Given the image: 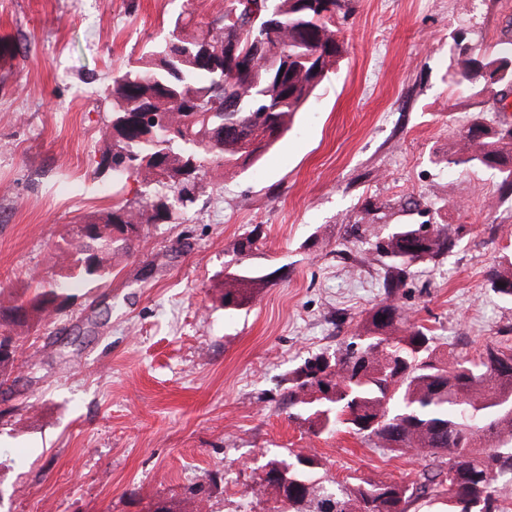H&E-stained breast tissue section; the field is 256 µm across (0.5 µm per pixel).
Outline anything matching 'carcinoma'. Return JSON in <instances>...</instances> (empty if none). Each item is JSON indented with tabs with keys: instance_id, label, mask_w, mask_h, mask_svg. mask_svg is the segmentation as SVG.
Here are the masks:
<instances>
[{
	"instance_id": "obj_1",
	"label": "carcinoma",
	"mask_w": 512,
	"mask_h": 512,
	"mask_svg": "<svg viewBox=\"0 0 512 512\" xmlns=\"http://www.w3.org/2000/svg\"><path fill=\"white\" fill-rule=\"evenodd\" d=\"M348 0H228L219 14L192 29L175 20L164 42L136 66L112 79V173L135 178L146 190L117 201L85 223L94 236L77 233L58 249V277L41 279L34 295L0 305V388L18 364V338L34 322H46L73 299L75 284L102 279L112 259L127 253L146 224H173L198 199L208 169L237 173L286 132L341 54L336 10ZM258 38L267 49L252 51ZM453 83L482 102L499 101L512 48L477 53L461 49ZM151 112L159 124L132 127ZM448 164L495 169L512 193V125L498 127L476 115L460 135ZM455 242L432 224H404L376 245L384 259L383 286L395 293L413 263L435 259ZM257 280L227 277L219 285L227 309L249 304ZM491 288L512 299V259L493 271ZM435 337L391 299L376 306L350 341L330 355L316 354L291 372L288 406L317 432L344 426L391 453L413 452L426 464L410 483H391L389 497L367 505L353 487L318 473L316 452L275 456L266 465L292 463L288 485L261 478L257 492L285 497L280 512H408L418 499L477 504L474 512H509L512 498V346L487 343L477 356L451 363L436 356ZM207 482L177 500L148 503L147 512H188L205 501Z\"/></svg>"
}]
</instances>
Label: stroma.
Segmentation results:
<instances>
[{
	"label": "stroma",
	"mask_w": 512,
	"mask_h": 512,
	"mask_svg": "<svg viewBox=\"0 0 512 512\" xmlns=\"http://www.w3.org/2000/svg\"><path fill=\"white\" fill-rule=\"evenodd\" d=\"M224 0H0V301L57 274L72 227L134 197L104 135L112 76ZM334 74L245 170L211 171L185 223L153 224L110 276L23 331L0 394V512H144L211 475L208 512H271L251 495L266 453L314 450L328 474L400 482L425 461L288 416V378L384 300L375 245L428 222L455 240L415 263L397 301L444 358L512 344V195L496 171L449 165L476 108L458 45L512 40V0H351ZM258 239L246 256L237 250ZM260 277L225 311L218 283Z\"/></svg>",
	"instance_id": "1"
}]
</instances>
